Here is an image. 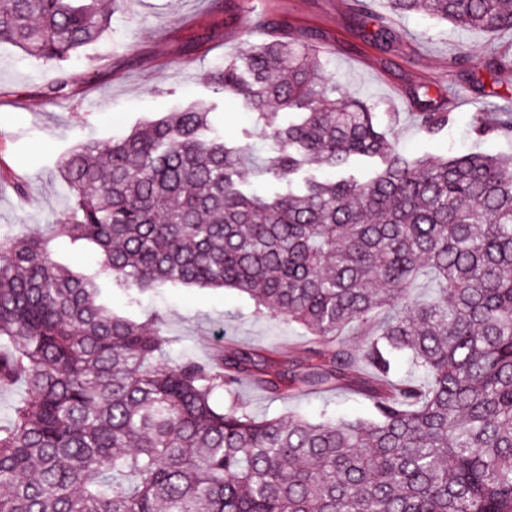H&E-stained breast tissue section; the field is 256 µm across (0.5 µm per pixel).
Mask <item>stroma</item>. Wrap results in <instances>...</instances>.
Masks as SVG:
<instances>
[{"instance_id":"obj_1","label":"stroma","mask_w":512,"mask_h":512,"mask_svg":"<svg viewBox=\"0 0 512 512\" xmlns=\"http://www.w3.org/2000/svg\"><path fill=\"white\" fill-rule=\"evenodd\" d=\"M319 36L326 76L379 112L410 158L482 152L512 155V136L482 138L472 116L496 110L512 96V68L490 73L484 59L512 51V32L488 35L435 23L411 14L391 17L385 0H372L361 13L356 0H128L101 41L63 61L75 73L71 94L50 95L56 67L10 43L0 44V232L37 233L70 203L58 160L87 138L107 141L139 122L205 99L232 143L260 144L251 114L217 92L210 77L225 60L249 53L268 39V21ZM392 23L396 38L382 49L363 31ZM253 29L244 37V29ZM446 92L455 119L433 137L420 131L410 88ZM112 305L129 315L163 313L171 339L168 360L211 361L224 346H244L280 361L306 356L309 338L298 327L257 315L251 300L233 289L166 288L141 296L137 305L113 291ZM237 394L256 418L303 413L324 406L348 418L364 415L370 403L352 390L273 396L249 380Z\"/></svg>"}]
</instances>
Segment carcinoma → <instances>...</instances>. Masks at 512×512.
<instances>
[{
    "label": "carcinoma",
    "mask_w": 512,
    "mask_h": 512,
    "mask_svg": "<svg viewBox=\"0 0 512 512\" xmlns=\"http://www.w3.org/2000/svg\"><path fill=\"white\" fill-rule=\"evenodd\" d=\"M125 4L0 0V42L54 64ZM387 4L512 30V0ZM310 40L257 44L212 76L273 144L261 175H301L300 190L245 186L248 148L195 104L76 145L60 164L69 210L43 234L0 233V389L27 390L0 425V512H512V158L406 157L321 74ZM74 79L57 70L51 93ZM411 96L422 132L448 129L446 99ZM474 130L512 135V108L476 113ZM367 161L369 178L351 173ZM57 238L95 252L98 270L61 263ZM424 274L437 295L420 303ZM103 275L131 303L166 286L235 289L323 348L295 370L245 347L164 364L163 314L115 313ZM353 323L371 326L358 350L342 339ZM364 362L368 417L256 419L236 395L246 378L271 394L344 388Z\"/></svg>",
    "instance_id": "1"
}]
</instances>
